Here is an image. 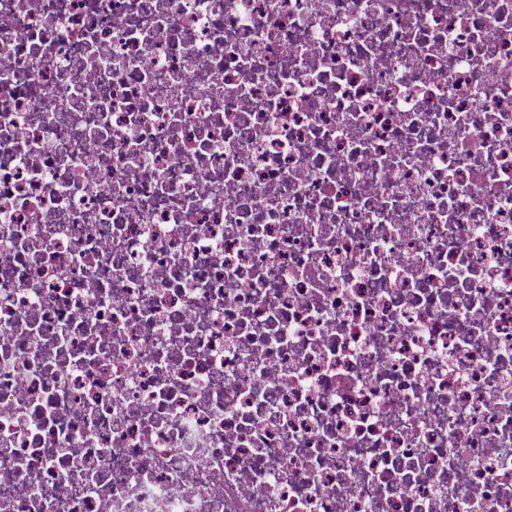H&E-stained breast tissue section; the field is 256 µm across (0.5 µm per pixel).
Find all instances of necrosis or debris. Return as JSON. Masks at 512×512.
I'll return each mask as SVG.
<instances>
[{
  "label": "necrosis or debris",
  "instance_id": "1",
  "mask_svg": "<svg viewBox=\"0 0 512 512\" xmlns=\"http://www.w3.org/2000/svg\"><path fill=\"white\" fill-rule=\"evenodd\" d=\"M0 512H512V0H0Z\"/></svg>",
  "mask_w": 512,
  "mask_h": 512
}]
</instances>
